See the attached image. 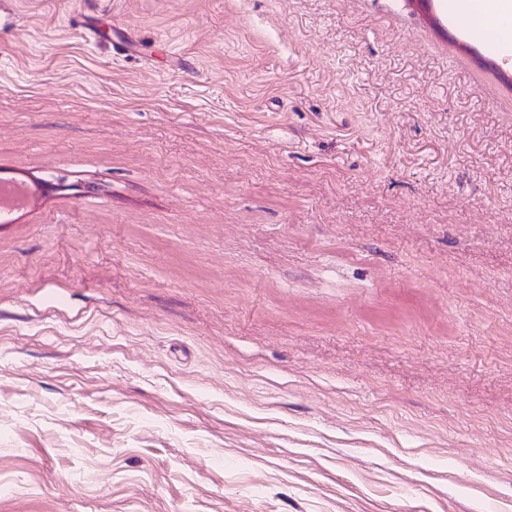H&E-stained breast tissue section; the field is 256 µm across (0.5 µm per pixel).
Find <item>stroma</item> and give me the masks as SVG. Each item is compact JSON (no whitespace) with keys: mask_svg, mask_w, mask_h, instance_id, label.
I'll return each instance as SVG.
<instances>
[{"mask_svg":"<svg viewBox=\"0 0 512 512\" xmlns=\"http://www.w3.org/2000/svg\"><path fill=\"white\" fill-rule=\"evenodd\" d=\"M456 0H0V512H512V54Z\"/></svg>","mask_w":512,"mask_h":512,"instance_id":"obj_1","label":"stroma"}]
</instances>
